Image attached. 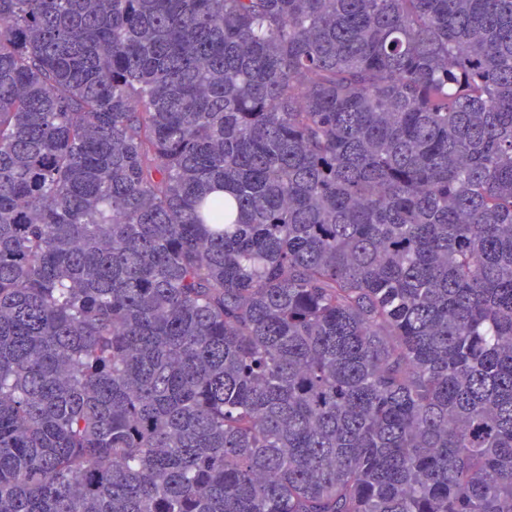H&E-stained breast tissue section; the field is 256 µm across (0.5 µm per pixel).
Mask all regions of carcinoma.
Listing matches in <instances>:
<instances>
[{"label": "carcinoma", "mask_w": 512, "mask_h": 512, "mask_svg": "<svg viewBox=\"0 0 512 512\" xmlns=\"http://www.w3.org/2000/svg\"><path fill=\"white\" fill-rule=\"evenodd\" d=\"M0 512H512V0H0Z\"/></svg>", "instance_id": "1"}]
</instances>
